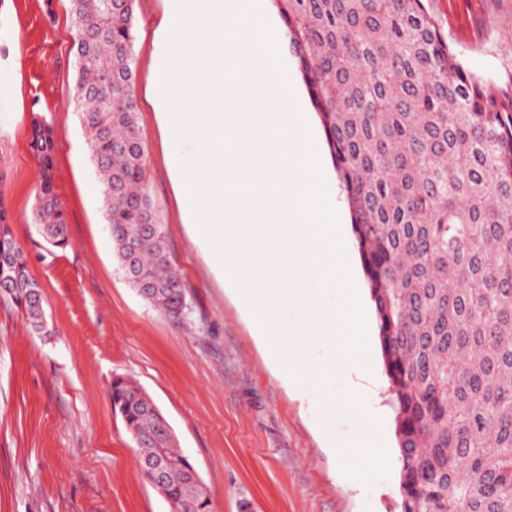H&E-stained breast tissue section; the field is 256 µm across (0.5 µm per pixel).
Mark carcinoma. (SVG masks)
Segmentation results:
<instances>
[{"label": "carcinoma", "mask_w": 512, "mask_h": 512, "mask_svg": "<svg viewBox=\"0 0 512 512\" xmlns=\"http://www.w3.org/2000/svg\"><path fill=\"white\" fill-rule=\"evenodd\" d=\"M345 192L394 410L400 512H512V69L464 68L425 0H274ZM77 103L122 276L171 313L186 298L148 193L133 91L135 0H71ZM37 224L68 245L50 126L33 121ZM0 300L37 324L39 286L0 209ZM128 433L172 466L169 507L210 498L171 426L115 376Z\"/></svg>", "instance_id": "obj_1"}]
</instances>
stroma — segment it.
Here are the masks:
<instances>
[{
    "label": "stroma",
    "instance_id": "1",
    "mask_svg": "<svg viewBox=\"0 0 512 512\" xmlns=\"http://www.w3.org/2000/svg\"><path fill=\"white\" fill-rule=\"evenodd\" d=\"M463 66L499 85L512 65V0H425ZM170 0H136L134 92L153 209L190 306L155 310L118 270L75 103L69 0H0V206L40 285L50 336L0 301V512H169L140 474L112 408L116 376L137 382L205 484L211 512H395L399 463L373 488L346 477L333 440L362 433L311 387L271 370L246 314L193 240L173 187L152 93ZM52 129L54 179L69 244L34 222L40 168L33 117ZM329 418H322V411Z\"/></svg>",
    "mask_w": 512,
    "mask_h": 512
}]
</instances>
